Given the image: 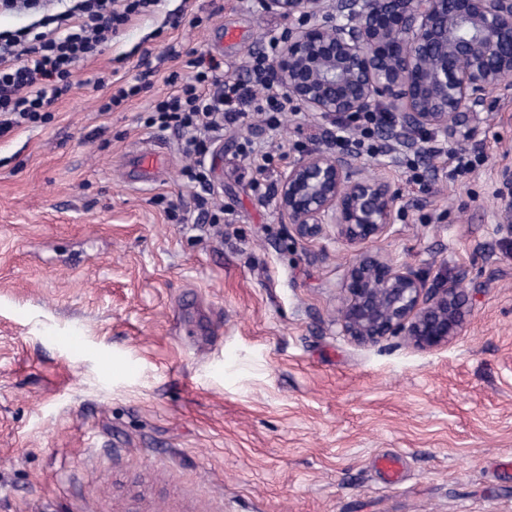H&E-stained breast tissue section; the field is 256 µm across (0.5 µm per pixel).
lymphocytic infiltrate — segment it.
<instances>
[{
  "label": "lymphocytic infiltrate",
  "instance_id": "1",
  "mask_svg": "<svg viewBox=\"0 0 512 512\" xmlns=\"http://www.w3.org/2000/svg\"><path fill=\"white\" fill-rule=\"evenodd\" d=\"M55 2L0 0L1 12L33 18L31 24L0 30V136L46 122L53 104L73 91L75 67L102 54L119 26L148 12L157 0H69L61 11ZM279 46L278 38L270 37L253 59L249 83L225 77L219 61L187 52L179 70L166 78L170 93L150 103L146 126L176 131L184 150L202 157L247 114L285 111L287 94L268 79ZM389 119L382 111L337 119V147L361 152ZM351 128L358 130L357 138L348 136Z\"/></svg>",
  "mask_w": 512,
  "mask_h": 512
}]
</instances>
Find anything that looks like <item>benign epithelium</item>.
<instances>
[{
	"label": "benign epithelium",
	"instance_id": "1",
	"mask_svg": "<svg viewBox=\"0 0 512 512\" xmlns=\"http://www.w3.org/2000/svg\"><path fill=\"white\" fill-rule=\"evenodd\" d=\"M288 16L274 83L325 117L372 112L390 149L423 153L425 137L478 142L497 92L512 84V0H261ZM277 202L302 239L331 225L356 252L344 280L341 328L359 344L404 336L429 349L465 317L459 282L429 278L365 250L392 224L397 196L349 152L311 150L282 173Z\"/></svg>",
	"mask_w": 512,
	"mask_h": 512
}]
</instances>
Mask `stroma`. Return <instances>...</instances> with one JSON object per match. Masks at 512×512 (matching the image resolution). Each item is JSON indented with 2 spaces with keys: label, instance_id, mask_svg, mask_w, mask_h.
Listing matches in <instances>:
<instances>
[{
  "label": "stroma",
  "instance_id": "35a3bbf8",
  "mask_svg": "<svg viewBox=\"0 0 512 512\" xmlns=\"http://www.w3.org/2000/svg\"><path fill=\"white\" fill-rule=\"evenodd\" d=\"M295 25L257 0H158L77 65L47 123L0 137V512H512V97L477 143L358 158L397 194L370 251L466 278L464 323L430 350L344 336L353 250L278 211L288 164L334 150L332 118L227 130L206 158L217 224L179 135L143 124L179 53L244 80ZM227 28L237 42L219 43ZM110 70L151 88L100 111L92 79ZM145 143L167 165L143 186L125 161ZM455 152L477 163L452 178ZM388 453L394 485L373 466Z\"/></svg>",
  "mask_w": 512,
  "mask_h": 512
}]
</instances>
